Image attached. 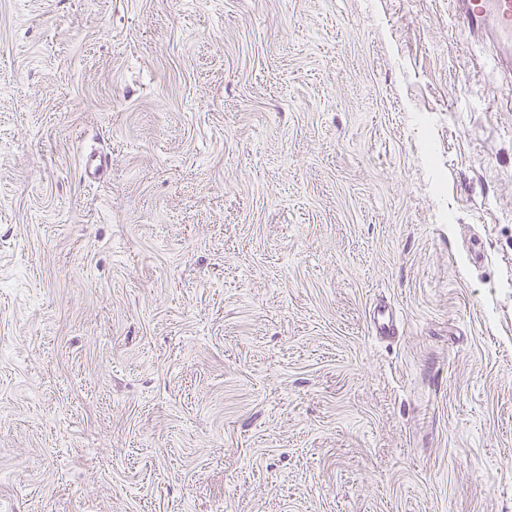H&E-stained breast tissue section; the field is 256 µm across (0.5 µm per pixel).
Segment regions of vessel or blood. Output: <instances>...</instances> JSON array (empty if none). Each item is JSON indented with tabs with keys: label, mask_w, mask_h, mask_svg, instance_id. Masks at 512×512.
Listing matches in <instances>:
<instances>
[{
	"label": "vessel or blood",
	"mask_w": 512,
	"mask_h": 512,
	"mask_svg": "<svg viewBox=\"0 0 512 512\" xmlns=\"http://www.w3.org/2000/svg\"><path fill=\"white\" fill-rule=\"evenodd\" d=\"M455 19L467 40L492 37L499 72L512 73V0H453Z\"/></svg>",
	"instance_id": "obj_1"
}]
</instances>
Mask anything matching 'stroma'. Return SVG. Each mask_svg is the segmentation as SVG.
Instances as JSON below:
<instances>
[{
	"mask_svg": "<svg viewBox=\"0 0 512 512\" xmlns=\"http://www.w3.org/2000/svg\"><path fill=\"white\" fill-rule=\"evenodd\" d=\"M492 51L452 0H0V512H512Z\"/></svg>",
	"mask_w": 512,
	"mask_h": 512,
	"instance_id": "1",
	"label": "stroma"
}]
</instances>
